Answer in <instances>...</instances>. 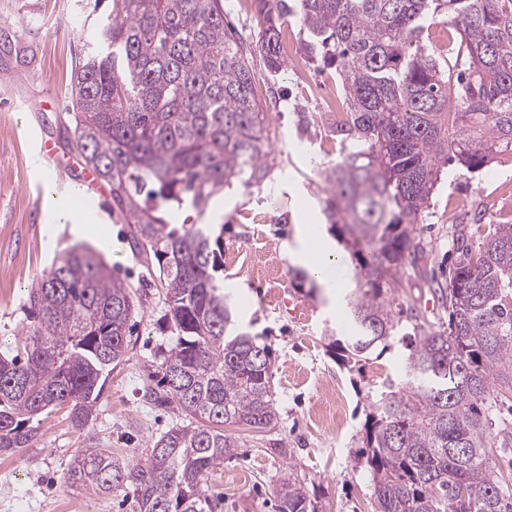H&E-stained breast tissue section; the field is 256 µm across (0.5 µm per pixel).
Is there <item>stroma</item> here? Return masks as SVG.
<instances>
[{
    "mask_svg": "<svg viewBox=\"0 0 512 512\" xmlns=\"http://www.w3.org/2000/svg\"><path fill=\"white\" fill-rule=\"evenodd\" d=\"M107 13L95 0H0V35L13 46L0 68V355L22 351L28 292L76 244L70 225L102 226V238H88V245L137 286L143 301L127 356L108 377L91 424L76 429L66 412H56L29 445L0 455V512H139L131 485L98 495L64 484L63 475L93 442L113 455L147 461L150 439L182 420L176 406L148 396L175 342L165 320V290L135 255L129 225L112 213L108 185L90 179L68 146L72 72ZM252 68L268 103L269 175L261 187L215 197L202 221L224 228V292L235 300L240 324L273 350L278 420L261 432L234 429L236 454L208 475L204 489L216 512H278L277 486L291 473L303 480L318 512H371V477L355 455L383 381L406 380V349L396 341L387 349L375 346L354 363L338 359L334 341L354 335L355 328L337 311L365 291L355 276L353 248L340 233L327 238L346 258L342 297L328 301L295 279L301 227L324 223L330 189L324 171L341 156L336 118L321 109L322 98L336 94V83L319 62L307 59L274 74L257 57ZM51 189L77 191L69 217L49 210ZM511 221L512 156L501 155L475 172L449 167L420 226L427 256L418 273L404 276L401 300L415 301L430 325L446 321L427 273L441 261H459L454 225H467L477 243L489 225ZM331 388L344 402L338 429L314 415Z\"/></svg>",
    "mask_w": 512,
    "mask_h": 512,
    "instance_id": "obj_1",
    "label": "stroma"
}]
</instances>
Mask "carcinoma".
<instances>
[{"instance_id": "carcinoma-1", "label": "carcinoma", "mask_w": 512, "mask_h": 512, "mask_svg": "<svg viewBox=\"0 0 512 512\" xmlns=\"http://www.w3.org/2000/svg\"><path fill=\"white\" fill-rule=\"evenodd\" d=\"M448 15L441 61L425 32ZM300 23L299 51L334 70L346 99L336 133L350 143L326 171L322 208L363 248L351 303L355 358L402 332L396 293L423 251L417 224L450 164L479 171L512 153V0H256L260 39L247 44L224 0H112L102 48L75 65L71 147L110 187L137 257L166 290L176 343L163 390L190 422L151 441L143 465L106 448L81 451L64 483L107 494L130 482L140 512H214L205 477L235 454L226 426L277 420L272 350L235 324L224 294L221 235L195 222L235 183L268 177L266 116L250 59L288 65L280 36ZM436 283L448 324L408 344V380L385 385L367 415L373 512H512V224H491ZM25 360L0 356V452L23 448L67 410L93 419L106 377L128 352L136 293L87 247H72L30 289ZM279 512H316L302 482L277 488Z\"/></svg>"}]
</instances>
